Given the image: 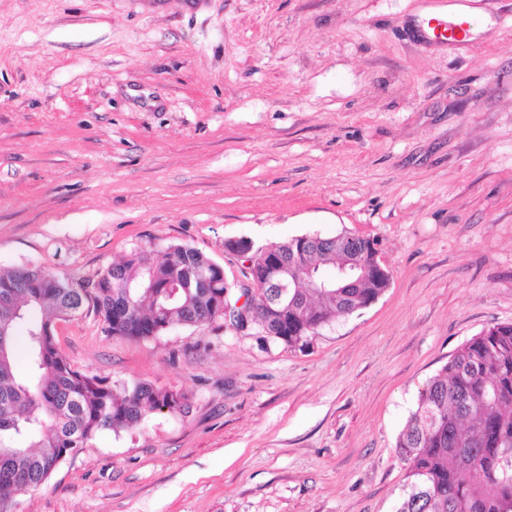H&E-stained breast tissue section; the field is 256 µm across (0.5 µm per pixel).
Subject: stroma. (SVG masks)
<instances>
[{"mask_svg":"<svg viewBox=\"0 0 512 512\" xmlns=\"http://www.w3.org/2000/svg\"><path fill=\"white\" fill-rule=\"evenodd\" d=\"M0 0V267L94 275L196 248L377 240L390 285L308 349L259 325L130 341L62 324L80 370L181 390L16 512H394L396 441L459 346L512 322V0ZM467 23L469 21L466 14L457 13L452 16L447 15L446 18L445 15L433 16L428 20L427 26L436 39L451 43L467 35L469 32Z\"/></svg>","mask_w":512,"mask_h":512,"instance_id":"stroma-1","label":"stroma"}]
</instances>
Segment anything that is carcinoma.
<instances>
[{
	"mask_svg": "<svg viewBox=\"0 0 512 512\" xmlns=\"http://www.w3.org/2000/svg\"><path fill=\"white\" fill-rule=\"evenodd\" d=\"M250 252L252 299L260 326L290 348L306 350L337 316L369 306L386 278L365 275L336 287V270L362 273L373 241L301 235ZM271 257L288 261L297 288L278 299L262 274ZM199 250L169 244L139 251L92 277L67 278L38 266L0 271V512L42 487L57 467L100 432L128 431L155 411L182 415L185 393L148 383L112 382L75 367L53 331L64 314L92 312L105 331L153 339L175 326L223 327L214 297L233 299ZM22 337L25 370H17ZM512 323L493 325L464 343L431 378L400 432L407 491L396 512H512Z\"/></svg>",
	"mask_w": 512,
	"mask_h": 512,
	"instance_id": "carcinoma-1",
	"label": "carcinoma"
}]
</instances>
